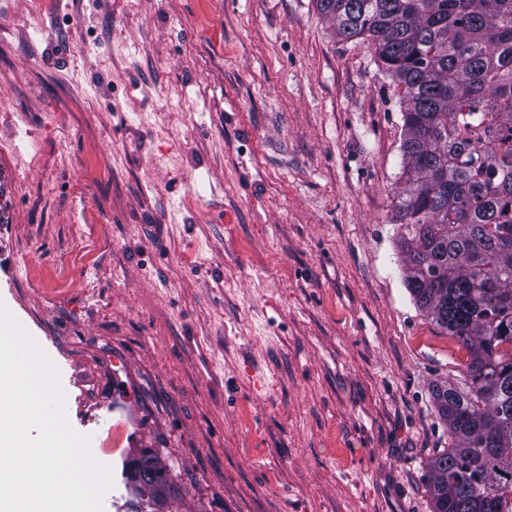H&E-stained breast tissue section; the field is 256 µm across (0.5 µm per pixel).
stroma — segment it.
<instances>
[{
	"instance_id": "1",
	"label": "stroma",
	"mask_w": 512,
	"mask_h": 512,
	"mask_svg": "<svg viewBox=\"0 0 512 512\" xmlns=\"http://www.w3.org/2000/svg\"><path fill=\"white\" fill-rule=\"evenodd\" d=\"M0 0V306L170 512H432L466 362L393 224L398 88L315 0ZM142 463L149 464L151 475L135 480L132 474ZM125 476L126 487L132 494L145 500L149 506L155 508L154 511L165 512L170 473L156 451L150 448L143 449L138 456L130 460Z\"/></svg>"
}]
</instances>
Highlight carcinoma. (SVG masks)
I'll return each mask as SVG.
<instances>
[{"label": "carcinoma", "mask_w": 512, "mask_h": 512, "mask_svg": "<svg viewBox=\"0 0 512 512\" xmlns=\"http://www.w3.org/2000/svg\"><path fill=\"white\" fill-rule=\"evenodd\" d=\"M315 2L402 89L405 285L467 353L466 389L433 387L450 443L424 466L432 512H512V0ZM169 482L150 448L125 470L155 512Z\"/></svg>", "instance_id": "cac0c4a2"}]
</instances>
